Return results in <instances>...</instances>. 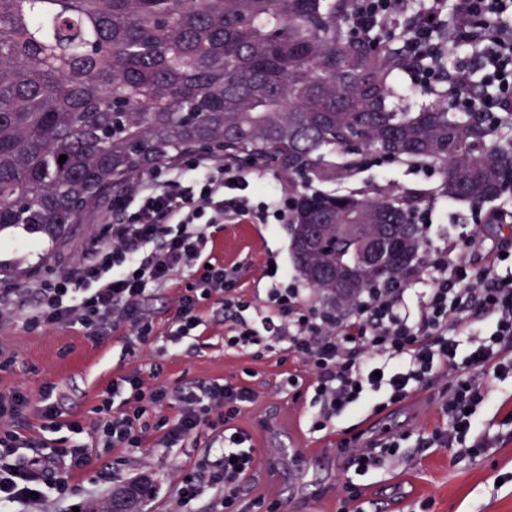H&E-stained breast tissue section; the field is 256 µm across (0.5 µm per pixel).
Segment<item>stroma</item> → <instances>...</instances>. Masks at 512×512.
<instances>
[{
	"label": "stroma",
	"instance_id": "1",
	"mask_svg": "<svg viewBox=\"0 0 512 512\" xmlns=\"http://www.w3.org/2000/svg\"><path fill=\"white\" fill-rule=\"evenodd\" d=\"M393 180L433 187L439 184L441 172L375 155L368 169L356 177L360 184ZM101 214L98 208L86 213L60 244L19 228L0 233V260L16 263L18 268L13 287H25L96 239ZM481 215V209L463 202L437 201L427 214L428 246L461 239L478 226ZM207 233L225 264L238 266L237 292L244 298L265 295L277 275L302 287L291 260L287 225L253 224L242 218L210 227ZM194 279V271L188 269L177 274L168 288L151 293L148 306L155 316L158 344H165L179 296ZM200 316L202 323L195 336L181 343L175 355L164 357L162 382L172 390L193 380L250 386L257 400L237 416L235 427L249 434L255 455L277 448L294 457L291 472L258 468L238 505L239 512H356L358 502L350 497L354 489L366 495L374 512H512V376L497 381L496 407L481 412L504 441L474 457L460 458L451 448L419 445L420 436L443 423L439 408L445 384L441 381L382 413L348 416L330 430L314 433L308 428L313 381L284 345H274L260 356L250 349L228 346L221 305L203 308ZM0 335L6 338V354L11 359L0 369V393L25 392L30 400L27 415L35 424L40 395L45 386H54L64 397L67 414L84 421L81 440L87 444L95 437L98 397L112 378L148 372L151 364L149 357L128 349L127 331L122 327L104 336L76 328L33 333L16 318L0 329ZM291 373L299 377L294 388L285 384ZM351 430L369 441L403 435L402 461L373 473L356 472L349 450L337 445ZM156 440L151 433L142 448L93 453L87 469L73 481L77 492L91 498L98 512H105L113 490L145 478L156 488L148 512H174L180 471L219 458L224 438L206 429L171 453L156 447Z\"/></svg>",
	"mask_w": 512,
	"mask_h": 512
}]
</instances>
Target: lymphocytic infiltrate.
Masks as SVG:
<instances>
[{
	"label": "lymphocytic infiltrate",
	"instance_id": "f902f5d3",
	"mask_svg": "<svg viewBox=\"0 0 512 512\" xmlns=\"http://www.w3.org/2000/svg\"><path fill=\"white\" fill-rule=\"evenodd\" d=\"M423 14L407 13V0H353L351 30L362 32L383 20L408 32L422 68L409 71L412 86L428 91L451 81L458 90L450 105L460 112H512V0H425ZM467 45L468 60L449 71L435 66L446 44ZM256 164L248 159L218 160L191 155L165 172L136 177L100 218L103 243L74 266L37 277L25 288L0 289V318L21 314L28 331L80 327L102 335L123 326L131 350L153 348L154 320L145 301L168 287L175 274L192 267L195 287L186 289L168 334L169 347L193 336L202 308L222 300L231 320L232 347L270 349L286 343L289 353L314 381L312 431L373 404L409 398L441 376L449 381L440 410L447 429L421 437L423 448H455L474 455L491 448L499 434L481 427L473 410L492 400L495 380L512 373V212L497 219L499 239L474 230L461 240L428 249L403 282L379 283L364 292L348 318L306 307L298 289L271 288L263 302L243 301L232 292L238 271L208 252L207 227L237 217L252 223L288 218V200L252 205L248 189ZM422 284L417 308L405 309L406 288ZM469 336L465 356L458 339ZM162 367L113 379L99 396L95 446L104 450L143 447L149 431L165 449L183 447L206 427L224 430V453L199 462L179 478L177 512H187L205 490H213L210 512H236L257 460L247 433L235 418L254 404L244 384L191 381L170 390L159 380ZM40 438L27 437L29 399L15 390L0 393V512L47 496L71 499V478L90 462L79 442L82 420L61 421L63 399L53 388L41 394ZM175 406L174 415L159 408ZM359 436L344 438L352 462L363 472L400 460V436L363 448ZM36 448L31 457L22 448Z\"/></svg>",
	"mask_w": 512,
	"mask_h": 512
}]
</instances>
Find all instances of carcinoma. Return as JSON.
Here are the masks:
<instances>
[{"label":"carcinoma","instance_id":"1","mask_svg":"<svg viewBox=\"0 0 512 512\" xmlns=\"http://www.w3.org/2000/svg\"><path fill=\"white\" fill-rule=\"evenodd\" d=\"M351 0H0V232L61 240L135 176L198 150L273 160L288 188L291 258L327 306L398 282L434 200L490 203L512 187V112H451L446 85L391 102L421 65L403 28L351 32ZM443 171L436 190L348 182L372 154ZM65 155L64 163H58ZM396 225L402 264L360 262L338 224ZM326 225V249L302 247ZM353 270L336 285L323 275Z\"/></svg>","mask_w":512,"mask_h":512}]
</instances>
